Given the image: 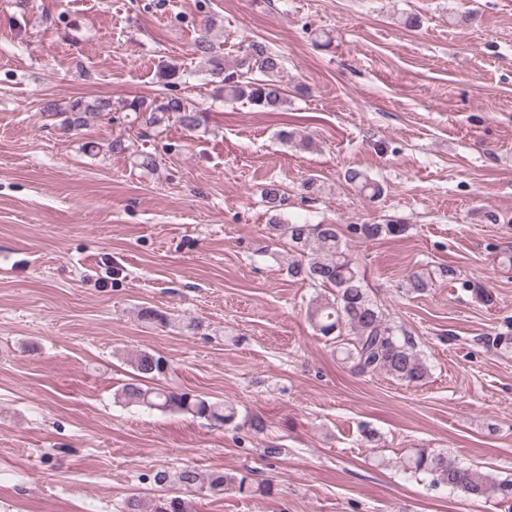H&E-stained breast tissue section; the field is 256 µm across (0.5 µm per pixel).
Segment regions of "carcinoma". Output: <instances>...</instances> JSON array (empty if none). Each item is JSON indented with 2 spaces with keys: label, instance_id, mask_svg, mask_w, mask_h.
<instances>
[{
  "label": "carcinoma",
  "instance_id": "obj_1",
  "mask_svg": "<svg viewBox=\"0 0 512 512\" xmlns=\"http://www.w3.org/2000/svg\"><path fill=\"white\" fill-rule=\"evenodd\" d=\"M211 25L204 26L197 37L194 53L211 82L229 102L246 101L260 112H280L288 103L284 86V56L265 44L253 41L244 46L233 62L226 61L214 47ZM120 111L134 116L148 127L160 126L170 118L188 132L200 130L206 123L204 112L189 100L176 96L153 99L134 96L121 101ZM114 107L111 99L75 98L53 106L51 115L61 118L63 129L78 131L94 117H106ZM345 181L371 200L383 195L380 183L360 168H349ZM264 201L275 212L269 224L272 237L284 241L297 258L289 261L288 274L328 292L313 295L307 303V318L317 334L335 344L340 360L359 376L385 373L407 384H418L428 377V366L415 352V343L406 330L392 323L370 299L363 288L357 268L343 243L336 225L292 223L281 215L285 202L280 185L271 181L263 188ZM350 234L360 240L404 236L409 225L401 221L386 224H350ZM140 320L148 325L164 326L168 316L152 308L139 311ZM132 377L118 389L117 397L129 406L145 407L167 414L189 415L229 426L236 422V404L178 390L155 387L147 380H160L170 370L163 355L139 351L128 359ZM404 471L423 474L430 483L463 492L474 499L497 495L512 503V480L496 481L448 455L420 448L402 463ZM187 489L199 486L217 493L228 487L244 495H254L247 476L238 477L213 472L207 478L191 468L178 475ZM126 512H196L195 502L180 495H160L143 504L138 497L126 502Z\"/></svg>",
  "mask_w": 512,
  "mask_h": 512
}]
</instances>
